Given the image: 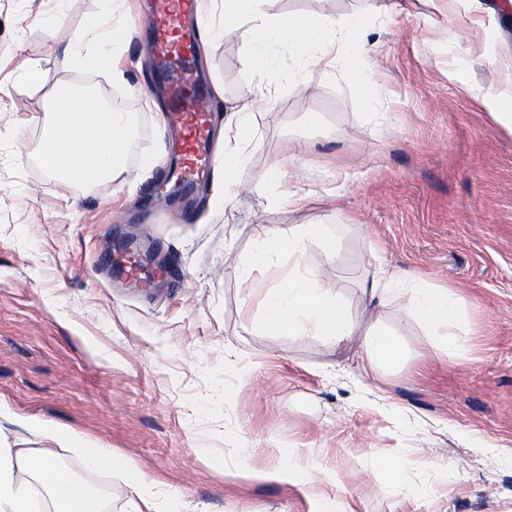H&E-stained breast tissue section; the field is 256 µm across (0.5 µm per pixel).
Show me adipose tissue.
Listing matches in <instances>:
<instances>
[{
  "label": "adipose tissue",
  "mask_w": 512,
  "mask_h": 512,
  "mask_svg": "<svg viewBox=\"0 0 512 512\" xmlns=\"http://www.w3.org/2000/svg\"><path fill=\"white\" fill-rule=\"evenodd\" d=\"M107 10L90 16L77 29H53L51 39L75 70L103 69L115 83L125 81L121 61L136 28L127 0H107ZM269 0H207L199 11L204 43L233 36L256 45L245 67L248 87L232 112L225 128L233 132L237 149L224 154V184L234 186L242 163V147L255 132L254 104L268 100L272 83L269 49L279 47L303 56L302 83L312 88L344 61L341 51L344 31L359 27L356 19H336L327 14L283 15L267 11ZM52 115L34 153L45 171L67 186L84 189L110 182L120 190L133 184L125 173L137 118L131 112H118L94 92H75L59 86L47 98ZM318 224L302 225L295 236L263 226V249L243 263L240 277L247 278L257 265L282 250L302 254L303 238L321 236ZM394 290L405 291L408 301L401 304V316H414L429 329H456L466 323L460 297L455 289L433 287L403 280L393 269L380 263L373 267L364 292L372 307L385 304ZM261 323L270 334L290 332L315 336L336 345L355 333V323L341 306L333 289L324 285L318 273L292 266L283 285L272 288L264 301ZM21 428L48 440L45 448H19L0 433V512H39L40 505L30 486L19 480L26 472L39 478L47 490L52 512H99L94 496L61 466L58 449L77 451L86 467L124 474L130 490V512H158L155 496L143 474L128 460L97 443L78 439L67 429L36 418L20 420Z\"/></svg>",
  "instance_id": "ef3b65f1"
}]
</instances>
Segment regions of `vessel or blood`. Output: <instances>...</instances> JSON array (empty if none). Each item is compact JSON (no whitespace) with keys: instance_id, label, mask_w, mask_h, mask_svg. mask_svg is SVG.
Returning a JSON list of instances; mask_svg holds the SVG:
<instances>
[{"instance_id":"vessel-or-blood-1","label":"vessel or blood","mask_w":512,"mask_h":512,"mask_svg":"<svg viewBox=\"0 0 512 512\" xmlns=\"http://www.w3.org/2000/svg\"><path fill=\"white\" fill-rule=\"evenodd\" d=\"M197 5L198 0H157L154 10L139 22L142 34L154 43L165 63L158 70L157 78L170 88L167 119L181 132L176 172L188 190L209 180L216 166L210 151V90L194 71L195 33L183 24ZM108 270L125 288H147L154 278L171 280L176 276L172 269L148 275L133 245L123 254L110 258Z\"/></svg>"}]
</instances>
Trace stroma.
Masks as SVG:
<instances>
[{"label": "stroma", "instance_id": "35a3bbf8", "mask_svg": "<svg viewBox=\"0 0 512 512\" xmlns=\"http://www.w3.org/2000/svg\"><path fill=\"white\" fill-rule=\"evenodd\" d=\"M105 6L0 0V430L43 447L17 424L36 417L111 448L162 512H512V133L473 98L512 75V0H273L282 14L363 16L344 38L363 53L309 94L300 57L273 53L278 82L237 185L226 196L207 185L188 214L183 199L157 195L164 175L141 176L145 155L175 151L142 97L156 86L143 36L127 47L122 86L72 70L46 36L49 23L76 28ZM25 47L40 87L14 80ZM249 51L227 38L200 52L202 75L224 87L216 127L248 80ZM78 78L138 116L134 196L68 187L34 163L49 92ZM313 223L325 235L302 258L274 254L241 281L235 267L260 251L262 225L293 235ZM121 238L161 263L178 258L183 282L115 292L98 251ZM379 257L457 289L459 355L399 321L393 302L379 328L402 355L367 374L361 337L330 346L260 328L268 289L296 261L360 316ZM381 456L399 462L395 477L378 472ZM289 458V482L263 479ZM60 462L101 512H127L122 475L87 470L66 449Z\"/></svg>", "mask_w": 512, "mask_h": 512}]
</instances>
